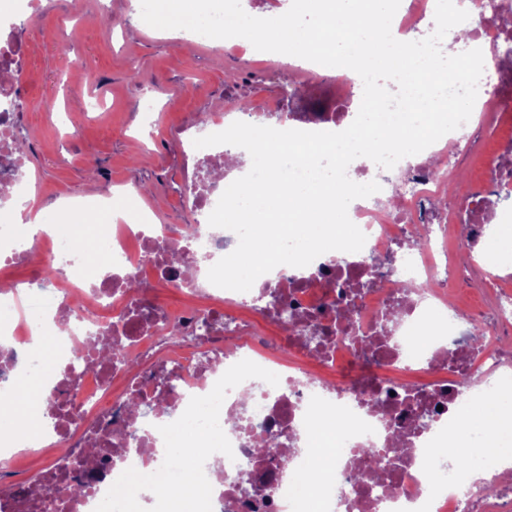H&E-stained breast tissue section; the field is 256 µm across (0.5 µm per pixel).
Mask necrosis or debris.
I'll use <instances>...</instances> for the list:
<instances>
[{
	"mask_svg": "<svg viewBox=\"0 0 512 512\" xmlns=\"http://www.w3.org/2000/svg\"><path fill=\"white\" fill-rule=\"evenodd\" d=\"M454 2L469 13L470 35L450 31L443 52L481 49L488 69L477 109L511 113L512 66L500 57L512 0L493 10L487 0ZM435 8L436 0H401L399 32L426 37ZM312 78L286 120L298 129L343 125L360 98L357 78ZM15 123V113L0 112V174L13 191L11 205H0V263L53 275L0 296V393L24 379L41 383L49 454L35 477H15L22 443L0 435V512H512V467L472 461L458 447L440 453L467 397L497 395L512 372V278L484 271L487 225L512 223V207L492 194L512 182V160L486 159V192L448 194L449 174L480 150L472 123L390 170L351 163L348 176L381 186L348 208L363 249L278 266L247 292L208 281L238 237L205 223L191 236L146 214L119 225L108 265L91 278L83 234L21 239L17 216L30 192ZM157 288L197 303L151 306ZM32 296L48 311L44 322L23 313ZM38 336L56 339L53 370L33 347ZM205 401L224 416L220 442L200 443L182 465L183 485L169 487L170 435ZM324 419L340 444L328 487L311 465V431ZM271 456L279 466L268 465ZM131 471L140 488L118 501L113 489Z\"/></svg>",
	"mask_w": 512,
	"mask_h": 512,
	"instance_id": "necrosis-or-debris-1",
	"label": "necrosis or debris"
}]
</instances>
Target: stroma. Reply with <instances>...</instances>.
<instances>
[{"label":"stroma","instance_id":"35a3bbf8","mask_svg":"<svg viewBox=\"0 0 512 512\" xmlns=\"http://www.w3.org/2000/svg\"><path fill=\"white\" fill-rule=\"evenodd\" d=\"M106 2L126 18L127 31L74 14L71 0H40L35 15L21 21L22 78L11 102L14 135L26 142L28 172L38 181L36 204L106 189L117 201L134 183L149 187L142 205L155 208L160 223L184 229L193 221L187 159L198 133L183 125L187 115L223 104L231 62L208 43L190 49L177 34L140 27L131 0ZM134 62L145 73L138 88L127 79ZM75 75L105 111H84L70 91ZM46 98L54 100L53 111L42 110ZM89 153L100 170L95 180L82 162Z\"/></svg>","mask_w":512,"mask_h":512}]
</instances>
